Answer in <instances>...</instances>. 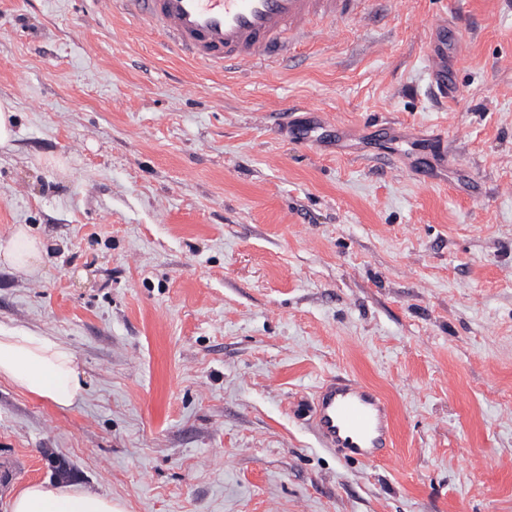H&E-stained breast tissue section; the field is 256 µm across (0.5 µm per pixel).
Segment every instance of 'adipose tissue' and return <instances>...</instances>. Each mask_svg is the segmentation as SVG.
Listing matches in <instances>:
<instances>
[{
    "label": "adipose tissue",
    "instance_id": "adipose-tissue-1",
    "mask_svg": "<svg viewBox=\"0 0 512 512\" xmlns=\"http://www.w3.org/2000/svg\"><path fill=\"white\" fill-rule=\"evenodd\" d=\"M45 243L27 227H16L0 240V264L24 274H34L43 262ZM0 379L24 392L71 406L84 390L81 372L72 352L47 336L24 335L0 329ZM8 512H120L111 496L72 485L31 483L15 488L7 501Z\"/></svg>",
    "mask_w": 512,
    "mask_h": 512
}]
</instances>
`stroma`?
<instances>
[{"instance_id": "obj_1", "label": "stroma", "mask_w": 512, "mask_h": 512, "mask_svg": "<svg viewBox=\"0 0 512 512\" xmlns=\"http://www.w3.org/2000/svg\"><path fill=\"white\" fill-rule=\"evenodd\" d=\"M371 10L239 75L110 0H0V238L47 246L0 265V325L85 386L0 379V512L44 481L124 512H512V0ZM339 375L387 401L392 460L307 429ZM442 49L430 51L426 55V70L429 73L431 80L437 85L443 97L448 100L452 98V93L448 89V82L445 80V43L441 42ZM45 253V243L23 225L16 227L7 240H0V264L3 263L17 272L28 275L36 273ZM1 378L59 407L71 406L84 390L75 357L64 345L0 326Z\"/></svg>"}]
</instances>
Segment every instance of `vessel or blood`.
Here are the masks:
<instances>
[{
    "label": "vessel or blood",
    "mask_w": 512,
    "mask_h": 512,
    "mask_svg": "<svg viewBox=\"0 0 512 512\" xmlns=\"http://www.w3.org/2000/svg\"><path fill=\"white\" fill-rule=\"evenodd\" d=\"M145 27L161 33L178 56L217 72L242 73L258 62L284 60L316 22L366 19V0H114ZM426 70L444 98L443 50L430 51ZM309 426L321 447L347 460L374 464L392 443L384 398L361 381L339 376L321 383Z\"/></svg>",
    "instance_id": "vessel-or-blood-1"
}]
</instances>
